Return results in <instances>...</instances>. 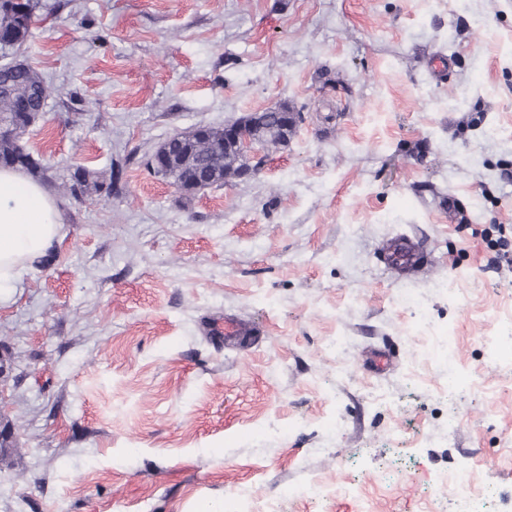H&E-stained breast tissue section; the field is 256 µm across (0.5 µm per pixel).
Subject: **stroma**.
Instances as JSON below:
<instances>
[{
	"instance_id": "35a3bbf8",
	"label": "stroma",
	"mask_w": 512,
	"mask_h": 512,
	"mask_svg": "<svg viewBox=\"0 0 512 512\" xmlns=\"http://www.w3.org/2000/svg\"><path fill=\"white\" fill-rule=\"evenodd\" d=\"M44 2L17 56L57 94L22 142L49 191L82 165L120 192L59 198V244L0 300V512H448L443 472L512 512V340L489 353L512 317V0ZM282 103L302 121L249 179L187 194L145 167ZM398 234L430 265L388 270ZM227 318L254 335L216 340ZM314 479L339 494L295 495ZM430 356L434 359L435 363L442 366V372L446 376L447 384L448 379L451 384L455 383L457 377L455 376L452 362H453V347L451 336L442 334L437 341L433 344L429 351Z\"/></svg>"
}]
</instances>
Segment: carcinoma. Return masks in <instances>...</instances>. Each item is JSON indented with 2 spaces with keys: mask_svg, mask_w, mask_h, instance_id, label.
I'll list each match as a JSON object with an SVG mask.
<instances>
[{
  "mask_svg": "<svg viewBox=\"0 0 512 512\" xmlns=\"http://www.w3.org/2000/svg\"><path fill=\"white\" fill-rule=\"evenodd\" d=\"M39 9L40 0H0L1 55L9 54L26 42L32 19ZM51 97L49 85L28 64L8 62L0 66V122L5 125L0 131V168H20L32 175L38 173L40 164L10 128L30 126ZM205 130L207 137L203 140L193 131L181 134L178 149L188 162L183 166H169L163 172V177L185 193L190 192L187 176L201 172L210 174L211 186H224V169L230 165L224 159V128L207 126ZM112 186L111 182L99 180L95 172L77 166L69 170L67 179L59 185V192L73 198L93 194L108 198L112 195Z\"/></svg>",
  "mask_w": 512,
  "mask_h": 512,
  "instance_id": "carcinoma-1",
  "label": "carcinoma"
}]
</instances>
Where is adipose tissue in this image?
Masks as SVG:
<instances>
[{"mask_svg":"<svg viewBox=\"0 0 512 512\" xmlns=\"http://www.w3.org/2000/svg\"><path fill=\"white\" fill-rule=\"evenodd\" d=\"M57 203L38 183L0 168V289L59 241Z\"/></svg>","mask_w":512,"mask_h":512,"instance_id":"obj_1","label":"adipose tissue"}]
</instances>
